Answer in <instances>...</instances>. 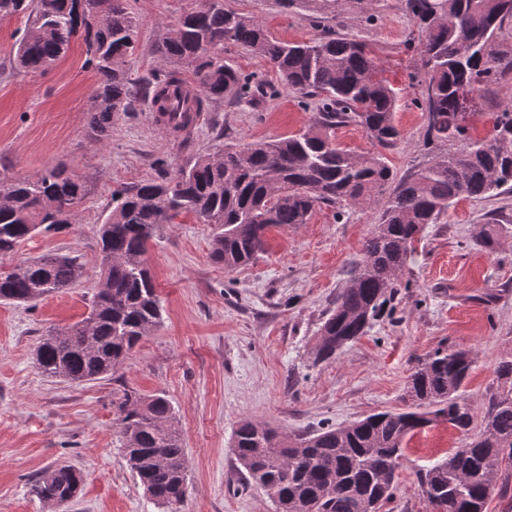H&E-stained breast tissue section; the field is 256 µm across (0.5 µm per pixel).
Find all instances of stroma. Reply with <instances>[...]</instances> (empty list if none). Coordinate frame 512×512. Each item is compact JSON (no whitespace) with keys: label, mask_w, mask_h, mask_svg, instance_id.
Instances as JSON below:
<instances>
[{"label":"stroma","mask_w":512,"mask_h":512,"mask_svg":"<svg viewBox=\"0 0 512 512\" xmlns=\"http://www.w3.org/2000/svg\"><path fill=\"white\" fill-rule=\"evenodd\" d=\"M187 4L128 0L139 26L137 49L125 63L131 77L157 67L152 45ZM224 4L260 19L284 41L322 34L305 7L286 9L278 0ZM372 13L369 21L345 11L324 27L367 43L400 92L401 137L385 153L398 177L424 156L426 121L415 104L423 75L408 47L419 32L403 0H374ZM23 27L20 18L0 21V174L27 177L60 165L85 182L87 195L71 229L28 238L0 263L70 254L85 275L30 305L0 302V512H53L30 487L62 465L83 476L68 512H159L131 472L113 424L112 399L126 390L164 394L175 408L188 465L182 512H275L263 491L247 485L230 451L237 424L254 420L301 434L400 409L417 359L439 344L471 351L464 394L481 405L499 361L512 354V190L459 200L442 223L429 225L390 310L319 365L312 351L323 318L360 259L378 209L316 206L308 223L270 228L264 252L234 272L211 260L209 225L188 218L162 225L146 255L163 305L161 325L106 378L78 383L42 375L34 360L39 340L81 321L100 286L98 228L112 207L113 187L155 177L160 159L173 171L228 141L300 133L316 103L300 102L268 59L228 45L225 60L262 83V97L204 113L186 140L163 133L143 100L118 114L108 139L98 143L88 131L96 78L84 65L82 43L44 74L23 75L13 68ZM510 101L512 77L481 100L470 118L472 135H489ZM493 211L511 231L487 251L476 238ZM461 444L460 433L444 422L406 439L391 512H430L416 472Z\"/></svg>","instance_id":"stroma-1"}]
</instances>
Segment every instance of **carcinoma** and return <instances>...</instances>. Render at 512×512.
Masks as SVG:
<instances>
[{
	"label": "carcinoma",
	"mask_w": 512,
	"mask_h": 512,
	"mask_svg": "<svg viewBox=\"0 0 512 512\" xmlns=\"http://www.w3.org/2000/svg\"><path fill=\"white\" fill-rule=\"evenodd\" d=\"M128 0H0V19L26 17L13 59L19 73H44L73 41L85 46V66L97 78L88 128L103 140L112 120L151 101L162 128L189 133L203 112L224 100L264 93L261 84L224 60V45L245 47L272 62L282 83L302 99L316 98L311 126L302 133L255 144L227 143L175 172L160 163L159 176L112 189V209L100 224L98 290L86 321L43 338L36 365L42 375L72 382L101 379L155 330L161 299L146 261L148 243L161 224L193 217L212 225L210 257L232 272L265 250L271 227L306 224L315 206L381 207L378 224L363 244L345 287L321 324L313 364L328 362L366 333L395 288L414 243L440 223L458 199L482 198L512 183V106L494 119L491 136L475 139L470 112L459 94L476 101L512 73V46L499 41L512 23V0H404L418 25L417 67L424 75L426 159L398 181L379 152L355 154L339 146L334 130L360 125L377 146H397L398 95L368 46L329 29L312 42L273 38L259 20L228 10L224 0H192L179 21L164 27L154 44L161 67L134 81L125 59L138 43ZM342 0H281L319 14L336 15ZM192 80H187L185 74ZM86 185L59 166L33 177L0 179V255L25 239L59 232L76 213ZM508 227L488 224L476 243L495 249ZM83 276L76 256L25 260L0 270V300L35 302ZM468 350L440 345L418 360L403 400L406 407L368 415L347 426L288 435L242 420L231 453L249 481L278 512H384L394 499L405 439L445 421L469 441L418 471L422 496L444 499L445 512H484L495 491L512 488L502 463H512V356L496 368L480 430L469 437L475 413L461 388L472 367ZM127 463L148 497L163 512H179L187 461L175 426L176 411L162 394L124 391L113 402ZM82 474L60 466L38 477L31 492L46 504L71 500Z\"/></svg>",
	"instance_id": "cac0c4a2"
}]
</instances>
